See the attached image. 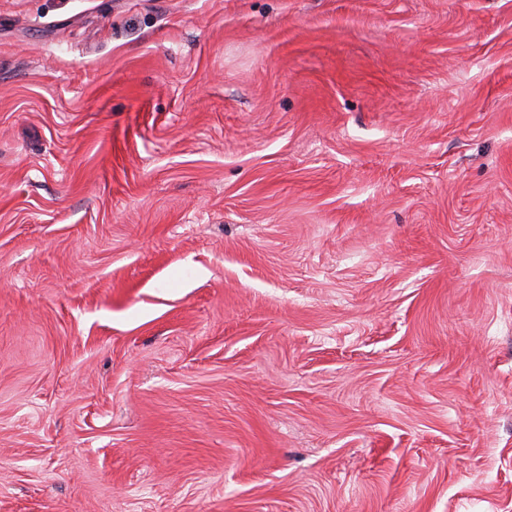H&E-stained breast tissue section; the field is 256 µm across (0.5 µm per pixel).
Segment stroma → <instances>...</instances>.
<instances>
[{
    "mask_svg": "<svg viewBox=\"0 0 512 512\" xmlns=\"http://www.w3.org/2000/svg\"><path fill=\"white\" fill-rule=\"evenodd\" d=\"M0 512H512V0H0Z\"/></svg>",
    "mask_w": 512,
    "mask_h": 512,
    "instance_id": "35a3bbf8",
    "label": "stroma"
}]
</instances>
